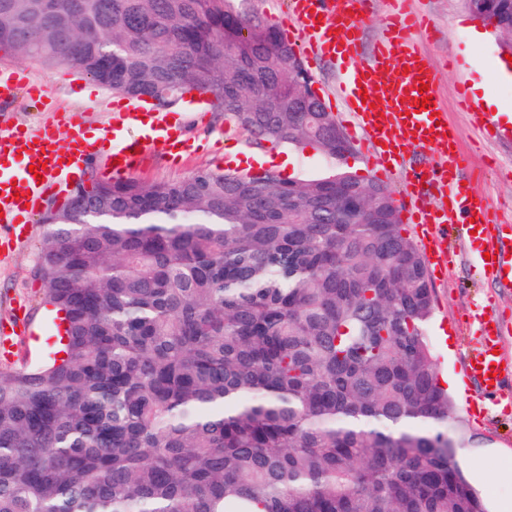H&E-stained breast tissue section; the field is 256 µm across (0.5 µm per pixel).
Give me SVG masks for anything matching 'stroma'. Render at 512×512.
Segmentation results:
<instances>
[{
    "label": "stroma",
    "instance_id": "obj_1",
    "mask_svg": "<svg viewBox=\"0 0 512 512\" xmlns=\"http://www.w3.org/2000/svg\"><path fill=\"white\" fill-rule=\"evenodd\" d=\"M426 22L415 37L418 49L437 72V93L446 110L449 125L459 133L458 149L470 165L464 175L477 194L492 205L494 223L512 225V137L493 140L477 133L469 113L456 101L458 83L473 84L483 70L494 69L512 51L506 39L491 26L475 18L463 0H412ZM27 70L36 81H51L54 99L82 115L88 129H95L122 112L123 107L111 91L92 79L62 65L47 66L10 52L0 51V62ZM306 68L328 112L337 113L336 90L342 73L336 61L309 58ZM186 131L193 141L190 151L174 158L163 150H150L136 172V179L153 184L190 177L205 169L223 167L231 157L252 156L259 151L250 146L248 135L230 122L215 121L207 103H181ZM272 161L287 160L290 177L327 175L333 163L313 150L288 146L267 147L260 151ZM42 223H35L32 236L14 243L0 255V327L9 326L17 311H25L32 337L18 342L10 358L0 357V371L44 365L54 339L47 329V314L40 302L42 282L37 275ZM434 307L427 326V340L434 353L440 380L460 377L462 365L473 349L472 335L477 327L475 315L487 303H494L501 318L504 353L512 359V289L498 288L481 274L477 266L458 248L456 238L448 240L446 271L431 276ZM476 443L461 449L459 461L466 473L480 475L488 494L487 512H495L500 501L512 502V480L502 479L505 451H512V412L488 408L486 418L472 424Z\"/></svg>",
    "mask_w": 512,
    "mask_h": 512
}]
</instances>
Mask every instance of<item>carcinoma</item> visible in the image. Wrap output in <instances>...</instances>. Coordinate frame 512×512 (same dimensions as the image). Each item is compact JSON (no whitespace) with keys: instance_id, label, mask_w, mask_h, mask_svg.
I'll use <instances>...</instances> for the list:
<instances>
[{"instance_id":"carcinoma-1","label":"carcinoma","mask_w":512,"mask_h":512,"mask_svg":"<svg viewBox=\"0 0 512 512\" xmlns=\"http://www.w3.org/2000/svg\"><path fill=\"white\" fill-rule=\"evenodd\" d=\"M259 0H0V50L253 145L336 160L332 115ZM512 41V0H464ZM49 210L64 348L0 372V512H485L426 340L425 260L386 185L203 170Z\"/></svg>"}]
</instances>
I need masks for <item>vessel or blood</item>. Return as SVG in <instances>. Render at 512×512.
<instances>
[{
	"label": "vessel or blood",
	"instance_id": "b4317fda",
	"mask_svg": "<svg viewBox=\"0 0 512 512\" xmlns=\"http://www.w3.org/2000/svg\"><path fill=\"white\" fill-rule=\"evenodd\" d=\"M361 5V0H292L290 17L280 26L288 40L307 41L311 56L340 63L344 103L362 143L372 148L369 165L378 178H401L400 219L415 225L428 265L437 271L447 267L448 230L453 227L477 267L498 287L512 288V242L497 234L489 217L490 202L460 178L466 159L454 148L457 131L438 99H430L425 109L416 107L420 85L437 81L434 67L409 39L420 25L417 16L401 9L366 55L361 51ZM22 93L42 102L49 89L30 83L21 69L0 78L1 102H12ZM106 141L112 144L113 160L107 173L114 177L133 172L151 149L180 154L190 147L180 114L153 108L146 101L127 105L119 121L99 127L94 134L75 114L62 128L12 126L7 135H0V229L8 238L28 237L44 201L51 196L64 198L69 183ZM418 149L432 152L431 165L401 171L406 155ZM34 165L40 167V174L31 173ZM488 252L493 255L489 261L484 258ZM481 313L478 346L462 371L464 381L478 382L484 392L483 398L469 403L468 411L477 420L486 414L484 400H497L507 374L499 353L500 322L492 306L483 307Z\"/></svg>",
	"mask_w": 512,
	"mask_h": 512
}]
</instances>
